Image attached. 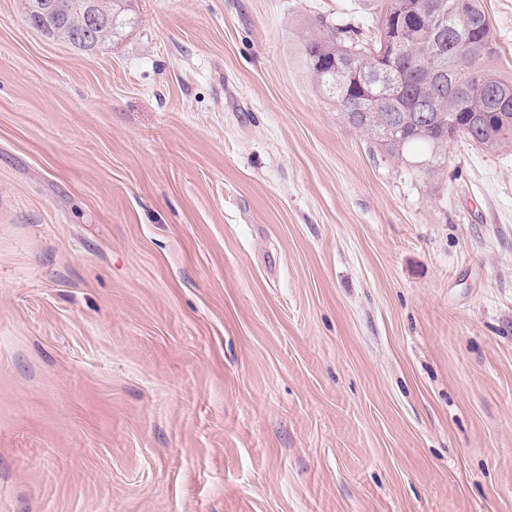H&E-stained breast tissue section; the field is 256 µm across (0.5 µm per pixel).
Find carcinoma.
<instances>
[{
    "mask_svg": "<svg viewBox=\"0 0 512 512\" xmlns=\"http://www.w3.org/2000/svg\"><path fill=\"white\" fill-rule=\"evenodd\" d=\"M23 13L32 27L50 39L62 40L82 51H94L133 23L128 13V0H93L101 25L94 28L91 41L81 42L75 36L85 32L82 0H21ZM426 7L446 23L442 30L435 25L409 30L399 28L403 38L399 61L400 78L383 92L399 98L409 109L416 106L418 75L421 69L439 67L441 58L448 59V70L440 75L442 87L436 88L433 105L423 113L408 117L388 112H345L348 124L371 135L386 154L406 163L430 178L444 167L448 138H465L489 149L512 143V98L503 99L496 92L512 93V76L493 66L498 56L496 41L481 0H378V24L386 17ZM467 32L466 59L458 61L456 30ZM377 40L363 43L359 37L341 34L335 26L319 21L307 29L300 39L301 54L312 80L322 94L337 103L351 93L348 76L336 70L334 59L350 56L354 64L367 72L374 70L370 47ZM320 61L314 67L312 60ZM467 94L470 109L457 108L456 98Z\"/></svg>",
    "mask_w": 512,
    "mask_h": 512,
    "instance_id": "cac0c4a2",
    "label": "carcinoma"
}]
</instances>
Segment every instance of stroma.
<instances>
[{
	"label": "stroma",
	"instance_id": "1",
	"mask_svg": "<svg viewBox=\"0 0 512 512\" xmlns=\"http://www.w3.org/2000/svg\"><path fill=\"white\" fill-rule=\"evenodd\" d=\"M129 7L0 0V512H512V146L347 123L298 43L373 0ZM83 0H21L23 13L32 27L50 39L62 40L82 51H94L117 37L123 29L134 23L128 13L127 0L87 1L85 14L88 23L101 20L100 27L90 35L92 42L75 39L85 32ZM94 4V10H93Z\"/></svg>",
	"mask_w": 512,
	"mask_h": 512
}]
</instances>
